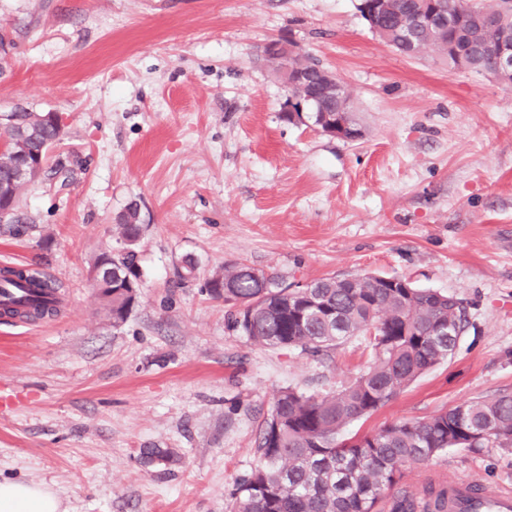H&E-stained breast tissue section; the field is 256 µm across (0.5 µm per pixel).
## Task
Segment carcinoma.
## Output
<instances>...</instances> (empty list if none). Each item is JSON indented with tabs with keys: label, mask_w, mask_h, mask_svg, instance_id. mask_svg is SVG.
<instances>
[{
	"label": "carcinoma",
	"mask_w": 512,
	"mask_h": 512,
	"mask_svg": "<svg viewBox=\"0 0 512 512\" xmlns=\"http://www.w3.org/2000/svg\"><path fill=\"white\" fill-rule=\"evenodd\" d=\"M389 42L399 41L398 26L414 16L423 0H378ZM445 12H469L468 22L453 27L457 41L470 44L478 37L486 48L476 52L469 70L491 68L487 47L495 34L478 32L475 15L500 7L497 0H434ZM414 55L431 53L459 68L451 50L424 31L413 32ZM292 63L305 66L310 86L317 83L321 66L303 55ZM59 129L43 126L37 137L19 151L31 156L54 146ZM24 187L16 186L0 204L8 210L0 223L14 219ZM121 237L137 241L143 231L138 204L131 202L116 217ZM122 279H112L113 324L124 323L136 303L140 273L134 254L111 259ZM22 288L26 298L0 303V315L51 319L59 315L62 285L35 277L25 268L0 270V287ZM213 298L236 308L233 330L250 342L265 347L295 349L302 353L328 352L340 341L365 335L374 362L353 382L325 395L306 394L286 388L273 398L260 429L256 448L259 462L238 486L231 512H377L397 486L405 467L425 463L452 447L473 452L484 448L512 447V394L464 403L419 420H402L351 440L339 439L350 421L371 414L396 398L418 377L446 361L455 349L457 336L467 324L465 309L448 295L415 287L399 276L375 274L338 279L323 277L305 288H280L271 276L260 281L255 267L237 263L224 266L205 281ZM454 327L453 336H436L437 328ZM448 484L426 485L418 498L393 502L391 512H457Z\"/></svg>",
	"instance_id": "obj_1"
}]
</instances>
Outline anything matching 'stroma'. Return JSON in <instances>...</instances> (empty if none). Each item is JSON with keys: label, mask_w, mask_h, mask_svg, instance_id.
I'll return each instance as SVG.
<instances>
[{"label": "stroma", "mask_w": 512, "mask_h": 512, "mask_svg": "<svg viewBox=\"0 0 512 512\" xmlns=\"http://www.w3.org/2000/svg\"><path fill=\"white\" fill-rule=\"evenodd\" d=\"M358 0H0L14 42L0 113H57L64 136L0 224V267L65 287L66 311L0 318V480L44 483L66 512H230L278 391L340 390L365 336L325 356L256 346L205 280L244 262L282 285L371 273L455 296L453 357L347 424L350 437L512 392V84L384 44ZM293 42L353 99L346 142L282 120L265 49ZM137 202L127 246L116 215ZM133 251L135 307L113 326L95 258ZM194 279H181L186 259ZM146 448H170L146 463ZM512 494V448L407 466Z\"/></svg>", "instance_id": "35a3bbf8"}]
</instances>
